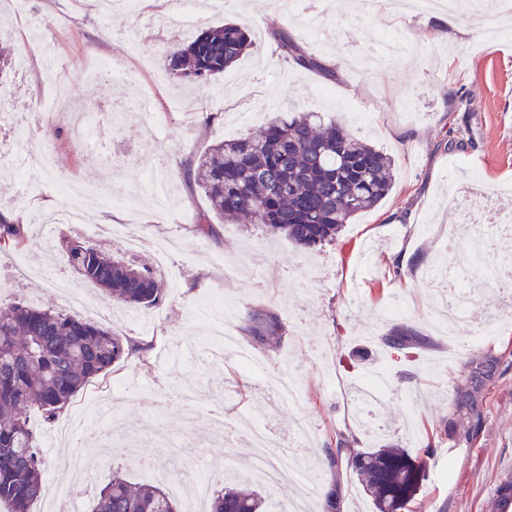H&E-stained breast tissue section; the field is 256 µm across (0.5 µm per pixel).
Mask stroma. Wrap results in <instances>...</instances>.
Returning a JSON list of instances; mask_svg holds the SVG:
<instances>
[{"mask_svg": "<svg viewBox=\"0 0 512 512\" xmlns=\"http://www.w3.org/2000/svg\"><path fill=\"white\" fill-rule=\"evenodd\" d=\"M472 14L462 10L457 29L433 13L396 16L382 6L340 18L330 10L322 25L334 41L317 47L303 14L283 12L275 0H208L193 29L171 39L163 12L147 29L137 14L101 13L95 0L80 8L72 0H0V95L36 108L16 154L38 143L54 158L47 175L0 165V209L27 219L55 209L68 183L89 187L76 200L84 223L122 224L144 237L129 260L154 266L167 290L165 302L142 310L132 326L129 307L70 271L54 286L20 282L25 268L54 256L37 236L0 262V305L34 296L62 307L67 292L82 291L111 310L113 331L150 344L111 370L125 378L122 409L108 426L117 447H45L47 482L31 512H47L53 485L111 469L143 483L146 470L159 465L183 475L186 488L174 497L179 512H209V498H192L195 482L216 491L242 476L270 512H285L287 494L269 490L252 470L250 432L266 431L275 448H285L299 419L312 425L299 449L308 463L325 466L327 449L341 438L351 442L346 458L384 443L414 456L430 449L428 476L406 512H498L497 489L512 477V307L487 273H463L466 330L490 323L494 332L461 349L435 327L447 293L425 280L437 264L471 250L467 239H448L449 225L460 220L453 192L480 182L498 210L512 214V25L485 44ZM225 20L259 27L262 37L211 83L184 86L170 78L165 55ZM277 29L296 35L320 62L344 47L361 66L339 68L329 80L287 63L270 37ZM386 36L400 40L404 52L373 64ZM60 84L94 113L101 136L92 146L75 137L67 112L42 107ZM147 110L155 115L151 128L143 123ZM288 111L323 113L389 154L390 194L345 225L335 243L314 250L239 220L216 223V236H198L193 227L209 204L186 182L185 168L209 145ZM203 112L210 123L200 121ZM456 130L463 141L453 146ZM396 264L402 277L392 272ZM204 296L233 302L238 337L246 309L279 316L285 335L264 359L271 374L297 380L295 404L263 394L260 376L240 371L233 355L208 360L224 310L199 309ZM396 325L425 336L413 358L380 344ZM373 367L385 368L393 382L369 413L383 427L378 434L360 426L352 403ZM187 389L197 411L191 448L181 437L185 410L178 400ZM217 410L225 421L220 441L209 433ZM323 476L336 486V512H375L348 465L325 466Z\"/></svg>", "mask_w": 512, "mask_h": 512, "instance_id": "1", "label": "stroma"}]
</instances>
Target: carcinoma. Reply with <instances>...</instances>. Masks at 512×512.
Masks as SVG:
<instances>
[{"mask_svg": "<svg viewBox=\"0 0 512 512\" xmlns=\"http://www.w3.org/2000/svg\"><path fill=\"white\" fill-rule=\"evenodd\" d=\"M270 37L297 66L334 77L287 32L275 30ZM252 42L248 28L218 23L170 51L165 68L177 81L207 84ZM187 177L214 215L243 217L304 250L336 241L344 225L373 210L393 186L391 158L320 112H284L243 137L215 143L188 167ZM27 242L24 225L0 216L1 253L21 250ZM60 256L67 268L118 303L149 309L165 297L149 266L109 255L96 243L65 241ZM244 323L248 344L262 352L271 351L285 333L278 316L264 308L249 309ZM382 340L402 350L425 337L401 325ZM142 350L144 344L58 308L15 300L0 312V505H8V512H30L42 488L45 463L28 411L36 408L54 419L91 379ZM407 456L403 448L385 447L352 458L377 512L406 509L392 491L404 480L396 460ZM92 512H177V506L159 485L133 484L112 471L100 481ZM210 512H265V499L255 490L226 486L213 495Z\"/></svg>", "mask_w": 512, "mask_h": 512, "instance_id": "1", "label": "carcinoma"}]
</instances>
